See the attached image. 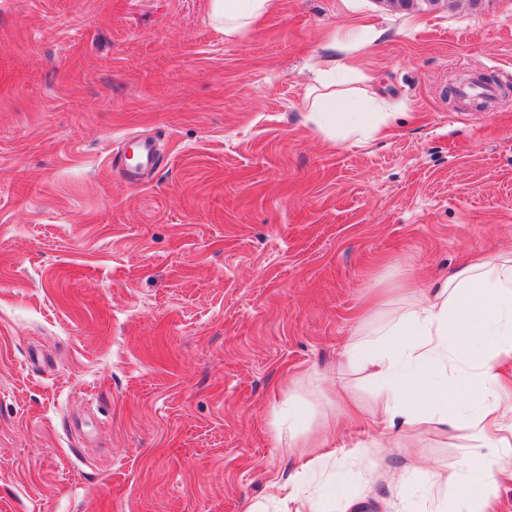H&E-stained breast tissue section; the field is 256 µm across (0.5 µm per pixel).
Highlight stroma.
Here are the masks:
<instances>
[{"label":"stroma","instance_id":"35a3bbf8","mask_svg":"<svg viewBox=\"0 0 512 512\" xmlns=\"http://www.w3.org/2000/svg\"><path fill=\"white\" fill-rule=\"evenodd\" d=\"M395 102L328 146L305 89L333 62ZM485 77L478 107L455 86ZM156 156L132 184L127 140ZM512 253V0H280L229 41L210 0H0V512H244L308 471L346 348L404 286ZM414 512L465 431L343 428L327 494Z\"/></svg>","mask_w":512,"mask_h":512}]
</instances>
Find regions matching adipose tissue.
Listing matches in <instances>:
<instances>
[{
  "mask_svg": "<svg viewBox=\"0 0 512 512\" xmlns=\"http://www.w3.org/2000/svg\"><path fill=\"white\" fill-rule=\"evenodd\" d=\"M279 0H211V18L225 37L248 33ZM308 119L327 141L364 140L395 116L394 103L367 90L338 87L335 68L309 85ZM350 363L376 377L379 421L387 429L435 424L469 430L479 454L437 475L441 512H491L488 490L512 478V254L480 257L446 279L414 288L402 310L373 338L350 345ZM407 468L391 470L393 496H347L326 503L301 478L271 485L282 512H411Z\"/></svg>",
  "mask_w": 512,
  "mask_h": 512,
  "instance_id": "adipose-tissue-1",
  "label": "adipose tissue"
}]
</instances>
